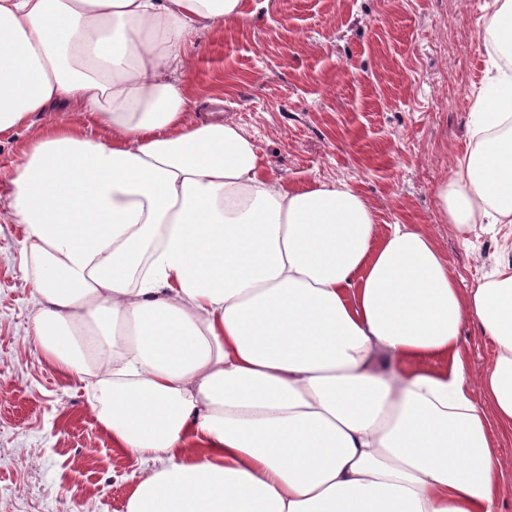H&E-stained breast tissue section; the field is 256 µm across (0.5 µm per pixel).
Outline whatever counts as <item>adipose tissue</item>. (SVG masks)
<instances>
[{
  "label": "adipose tissue",
  "mask_w": 512,
  "mask_h": 512,
  "mask_svg": "<svg viewBox=\"0 0 512 512\" xmlns=\"http://www.w3.org/2000/svg\"><path fill=\"white\" fill-rule=\"evenodd\" d=\"M243 6L0 0V133L68 108L0 212L25 227L35 344L139 457L126 512H499L512 261L461 290L429 235H378L348 185L271 181L220 100L190 118L187 47ZM472 117L438 192L459 233L512 224L511 69ZM467 322L495 347L475 380Z\"/></svg>",
  "instance_id": "adipose-tissue-1"
}]
</instances>
